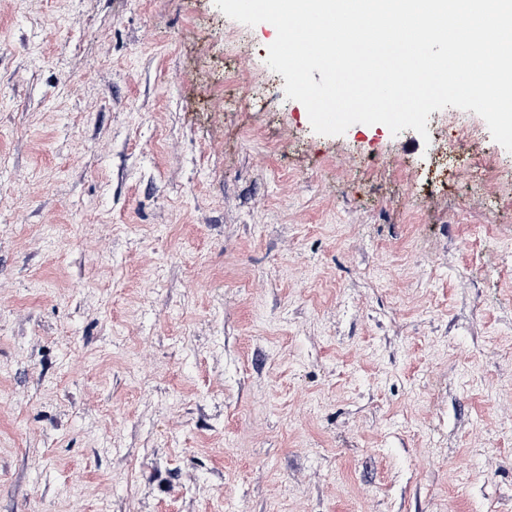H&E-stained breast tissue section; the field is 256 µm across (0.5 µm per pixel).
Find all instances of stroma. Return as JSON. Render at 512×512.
Here are the masks:
<instances>
[{"label":"stroma","instance_id":"35a3bbf8","mask_svg":"<svg viewBox=\"0 0 512 512\" xmlns=\"http://www.w3.org/2000/svg\"><path fill=\"white\" fill-rule=\"evenodd\" d=\"M214 0H0V512H512V152L313 131Z\"/></svg>","mask_w":512,"mask_h":512}]
</instances>
